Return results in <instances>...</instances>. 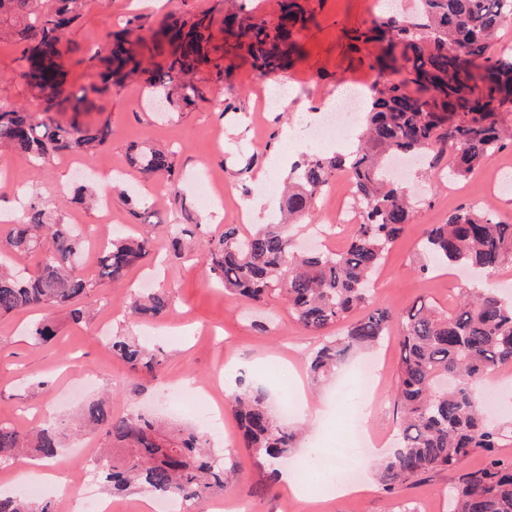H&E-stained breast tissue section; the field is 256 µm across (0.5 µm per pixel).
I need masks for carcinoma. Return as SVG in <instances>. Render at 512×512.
I'll return each mask as SVG.
<instances>
[{
    "mask_svg": "<svg viewBox=\"0 0 512 512\" xmlns=\"http://www.w3.org/2000/svg\"><path fill=\"white\" fill-rule=\"evenodd\" d=\"M82 0H0V35L26 42L21 72L32 94L45 103V111L84 112L88 91H67L61 71V38L78 18ZM419 19L396 15L380 18L356 31L359 45L382 44L373 65L379 70L405 69L398 80H385L372 91V101L362 113L355 148L346 155L311 156L295 164L288 176L284 219L254 231L241 232L224 225L220 235L196 237L200 225L171 224L161 229L146 225L135 237L114 236L99 252L94 279L79 271L80 256L89 247L73 224L44 222L37 201L6 227V244L14 252L9 263L0 262V317L32 310L75 305L69 311L75 323L89 318L76 303L98 285L119 283L151 253L169 243L206 256L209 282L262 303L277 290L288 309L307 331L323 337L308 368L315 383L340 369L353 353L377 346L394 322L401 324L400 361L394 399L400 410V446L382 460L376 477L387 493L416 482L425 474L448 471V512H512V460L498 449L512 446V428L493 425L482 410L476 383L500 367L512 366V302L493 288L464 295L445 314L429 300L419 299L400 313L377 307L350 323L343 334L329 330L372 301L373 281L384 256L410 223L414 203L408 191L387 179L386 160L391 155L450 150L453 172L467 177L487 164L512 141V132L499 125V115L512 112V57L488 55L499 28L512 20V0H418ZM240 26L236 42L215 49L217 79L224 78V56L244 53L261 73L282 68L288 49H281L283 25L269 26L236 12ZM211 17L196 15L165 26L175 46L167 66L149 79L153 96L174 107H188L202 93L192 75L203 61V45L211 39ZM142 28L131 18L113 39L106 58L98 53L89 60L105 68L102 85L94 93L148 70L145 58L127 44ZM110 135L107 125L81 127L62 124L46 115L35 118L17 108L0 107V148L23 155L34 167L51 163L66 150H89ZM130 165L143 179L154 182L186 207L180 193L174 154L149 144L132 149ZM351 178L352 196L361 216L341 252L293 249L290 223L310 214L317 197L339 172ZM423 253L439 268L463 265L492 274L512 256V224L499 221L493 211L470 207L432 224L424 232ZM40 254L34 270L21 263ZM163 291L134 296L127 303L135 321H155L172 308ZM55 320L45 315L33 322L29 337L35 345L57 336ZM112 352L136 372L155 374L163 359L132 338L115 334ZM231 404L240 420L244 447L263 458L277 473V461L294 448L295 432L272 414L267 393L239 376ZM82 422L101 433V456L107 461L102 475L115 491L131 487L144 493L178 496L190 504L224 494L233 477L225 455L211 449L208 436L193 428L167 432L152 416L112 415V399L101 397L84 403ZM65 433L58 424L33 432L0 426V464L29 452L42 460L53 459ZM479 453L482 466L457 471L468 456ZM0 512H55L51 504L24 494L0 493Z\"/></svg>",
    "mask_w": 512,
    "mask_h": 512,
    "instance_id": "obj_1",
    "label": "carcinoma"
}]
</instances>
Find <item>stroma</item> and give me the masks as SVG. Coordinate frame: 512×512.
<instances>
[{
	"mask_svg": "<svg viewBox=\"0 0 512 512\" xmlns=\"http://www.w3.org/2000/svg\"><path fill=\"white\" fill-rule=\"evenodd\" d=\"M307 5L310 18L299 35L301 52L273 76L260 74L243 58L234 60L221 78L212 68L200 66L194 81L203 92L202 99L161 117L143 107L149 85L141 74L92 95L89 111L55 113V120L62 123L109 125L111 134L93 152L66 153L38 170L22 155L8 153V172L0 176V210L18 213L30 198H41L51 215L80 225L92 241L114 231L138 235L146 219L163 226L201 223L209 236L236 223L240 209L250 213L252 223L276 222L282 195L261 191V184H283L291 165L304 157L348 151L354 135H346L337 144L316 143L309 126L322 101L356 87L362 77L380 78L370 67L379 47L352 50L350 36L386 16L388 0H307ZM233 10L231 0H86L63 47L66 88L77 92L98 83L99 65L90 61L88 50L93 47L100 55L108 54V27L140 16L139 35L148 42L171 19L209 11L214 15L213 33L220 41L224 17ZM24 48L21 42L0 41V106L39 115L45 106L20 77ZM271 80L284 85L288 105L280 113L259 108L260 91ZM141 142L174 152L186 206L169 197H155L153 183L130 166L129 150ZM78 164L107 165L117 179L110 196L111 223L101 221L98 208L71 203V196L83 185L74 170ZM451 166L450 154L431 152L411 170L408 185L416 201L415 212L384 258L374 293L376 303L402 310L425 298L440 311L452 310L472 281L460 270L420 273L424 261L420 242L426 227L447 223L450 215L469 206L490 207L500 221L512 224V188L502 185L504 179H512V146L465 179L452 177ZM204 177L209 178L211 191L224 197V211L215 223L207 222L208 210L198 200V181ZM147 276L152 287L171 295L174 305L149 329L155 335L152 347L164 364L157 378L138 388L134 373L112 354L106 337L121 329L138 337L148 331L127 317V299ZM88 301L95 316L86 324H73L67 309L54 310L58 336L45 346H33L28 337L31 314L0 317V425L29 431L72 419L85 400L107 391L115 415L159 410L174 426L195 428L199 425L196 403L187 400L174 408L164 406L163 401L170 392H189L209 383L212 403L224 408V432L213 436L212 442L225 452L238 476L225 494L227 504L245 505L250 512H448L450 477L445 472L424 475L409 489L389 495L373 476L377 455L364 460L355 457L350 465L362 471L360 492L316 493L300 500L281 483H267L266 462L239 445V421L228 403L236 377L243 374L269 392L273 406L287 404L297 409L288 420L300 430L293 456L286 463L288 470H303L315 483L326 482L315 460L338 454L352 424L343 409L358 395L354 371L371 362L380 370V387L367 402L364 426L377 437L379 447L397 448L399 419L393 396L400 355L397 336L383 340L372 353L354 356L336 377L317 386L308 366L319 338L296 322L278 292H270L263 305H253L209 285L202 261L169 254L148 257L122 282L101 284ZM44 381L49 384L45 390L40 387ZM315 404L327 412L317 426L310 425L302 413L304 406ZM77 448V441L65 438L54 460L60 482L46 484L44 498L58 503L61 488L73 491L78 487Z\"/></svg>",
	"mask_w": 512,
	"mask_h": 512,
	"instance_id": "35a3bbf8",
	"label": "stroma"
}]
</instances>
